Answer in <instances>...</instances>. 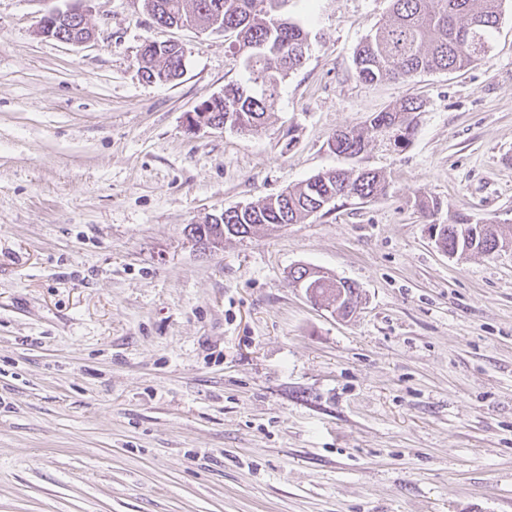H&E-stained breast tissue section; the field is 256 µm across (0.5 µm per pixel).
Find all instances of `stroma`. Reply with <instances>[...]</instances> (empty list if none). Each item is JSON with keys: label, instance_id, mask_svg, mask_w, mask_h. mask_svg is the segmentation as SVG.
Wrapping results in <instances>:
<instances>
[{"label": "stroma", "instance_id": "1", "mask_svg": "<svg viewBox=\"0 0 512 512\" xmlns=\"http://www.w3.org/2000/svg\"><path fill=\"white\" fill-rule=\"evenodd\" d=\"M63 0H0V512H512V247L450 257L416 201L512 229V0L486 58L362 82L391 0H297L311 33L257 131H188L243 80L231 37L93 0L96 37L34 34ZM186 51L142 79L145 40ZM417 97L411 142L334 153ZM328 169L381 171L277 232L190 225ZM356 284L350 318L288 273Z\"/></svg>", "mask_w": 512, "mask_h": 512}]
</instances>
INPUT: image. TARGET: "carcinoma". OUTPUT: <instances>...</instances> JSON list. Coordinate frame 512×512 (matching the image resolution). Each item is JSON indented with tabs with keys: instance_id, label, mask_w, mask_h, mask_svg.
Wrapping results in <instances>:
<instances>
[{
	"instance_id": "1",
	"label": "carcinoma",
	"mask_w": 512,
	"mask_h": 512,
	"mask_svg": "<svg viewBox=\"0 0 512 512\" xmlns=\"http://www.w3.org/2000/svg\"><path fill=\"white\" fill-rule=\"evenodd\" d=\"M152 20L166 27L195 26L235 36L247 79L224 86L204 102L202 111L239 132H252L272 116L285 77L301 67L311 46L310 32L288 18L291 0H141ZM389 19L368 35L354 54L358 78L365 83L410 79L420 73L460 71L484 59L497 29L503 0H391ZM183 50L154 42L142 45L139 73L149 83L168 84L184 73ZM422 103L411 97L376 113L363 131L339 130L329 147L340 155L357 157L375 139L396 147L410 142L414 113ZM385 177L374 170L353 174L331 170L256 204L228 208L222 225L201 228L218 243L234 237L239 228L273 231L283 224H302L318 214L323 198L370 200L383 194ZM444 245L453 255H491L505 238L494 224H473L458 215L448 225ZM307 267L289 273L291 283L304 280L325 296L338 314H354L358 302H345L358 293L354 283L333 275L306 277Z\"/></svg>"
}]
</instances>
